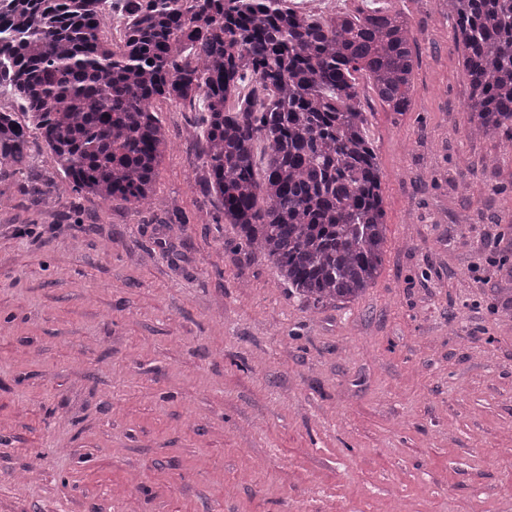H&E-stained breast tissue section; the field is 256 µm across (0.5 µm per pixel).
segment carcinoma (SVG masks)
<instances>
[{
  "instance_id": "carcinoma-1",
  "label": "carcinoma",
  "mask_w": 512,
  "mask_h": 512,
  "mask_svg": "<svg viewBox=\"0 0 512 512\" xmlns=\"http://www.w3.org/2000/svg\"><path fill=\"white\" fill-rule=\"evenodd\" d=\"M5 0L0 166L29 163L36 136L80 194L136 209L168 151L153 109L202 105L205 184L239 245L276 268L297 298L353 301L386 243L381 177L355 74L405 112L417 52L402 10L301 18L290 0ZM470 86L464 110L512 137V0H447ZM263 156H258L259 143Z\"/></svg>"
}]
</instances>
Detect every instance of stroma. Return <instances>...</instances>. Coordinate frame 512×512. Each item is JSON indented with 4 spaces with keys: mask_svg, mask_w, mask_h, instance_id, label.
<instances>
[{
    "mask_svg": "<svg viewBox=\"0 0 512 512\" xmlns=\"http://www.w3.org/2000/svg\"><path fill=\"white\" fill-rule=\"evenodd\" d=\"M376 5L419 67L401 114L357 78L387 243L356 301L302 302L240 248L201 107L155 102L136 210L37 137L0 170V512H512V139L465 112L439 0Z\"/></svg>",
    "mask_w": 512,
    "mask_h": 512,
    "instance_id": "1",
    "label": "stroma"
}]
</instances>
